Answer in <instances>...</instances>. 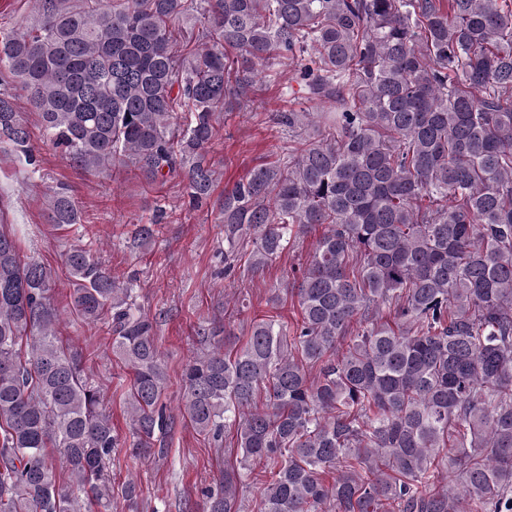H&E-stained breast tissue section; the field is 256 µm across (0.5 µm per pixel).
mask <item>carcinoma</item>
<instances>
[{
  "label": "carcinoma",
  "instance_id": "1",
  "mask_svg": "<svg viewBox=\"0 0 512 512\" xmlns=\"http://www.w3.org/2000/svg\"><path fill=\"white\" fill-rule=\"evenodd\" d=\"M34 2L0 38V144L33 168L17 86L69 165L175 178L194 205L220 116L277 66L322 105L277 115L296 140L213 203L226 276L245 243L256 272L314 240L283 289L297 320L255 319L240 346L194 329L183 418L218 447L235 431L240 454L203 512H244L252 461V512H512V0ZM48 210L56 231L82 223L65 184ZM96 253L65 254L68 310L112 328L130 440L59 336L50 268L0 224V512H137L112 460L167 452L156 317Z\"/></svg>",
  "mask_w": 512,
  "mask_h": 512
}]
</instances>
